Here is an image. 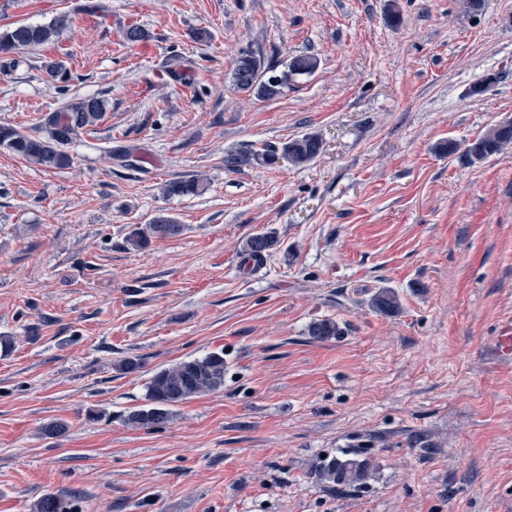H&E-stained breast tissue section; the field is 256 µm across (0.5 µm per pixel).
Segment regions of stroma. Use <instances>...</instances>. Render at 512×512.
Here are the masks:
<instances>
[{"label":"stroma","instance_id":"35a3bbf8","mask_svg":"<svg viewBox=\"0 0 512 512\" xmlns=\"http://www.w3.org/2000/svg\"><path fill=\"white\" fill-rule=\"evenodd\" d=\"M86 2L0 0V28L70 20L0 58V124L106 102L68 168L0 149V512L47 494L70 512H512V364L492 355L512 324V146L473 165L437 150L512 120V0ZM133 23L146 40L125 42ZM248 52L320 64L267 101L233 86ZM307 133L324 148L306 165L224 166ZM130 148L140 167L109 157ZM195 174L202 194L163 197ZM161 213L183 233L131 249ZM267 232L272 252H244ZM383 288L397 313L372 307ZM326 318L340 336H309ZM213 351L223 389L126 424L156 371ZM51 421L66 433L43 437ZM345 451L370 476L331 487L315 468Z\"/></svg>","mask_w":512,"mask_h":512}]
</instances>
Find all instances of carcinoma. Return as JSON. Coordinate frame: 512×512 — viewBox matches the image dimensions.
Masks as SVG:
<instances>
[{
  "label": "carcinoma",
  "mask_w": 512,
  "mask_h": 512,
  "mask_svg": "<svg viewBox=\"0 0 512 512\" xmlns=\"http://www.w3.org/2000/svg\"><path fill=\"white\" fill-rule=\"evenodd\" d=\"M68 25L62 16L47 24L18 23L0 29V55L18 54L30 47L45 45L59 40ZM319 67V59L313 55L293 57L288 72L280 80L263 79V63L254 55L241 54L235 62L233 84L242 93L253 94L264 100H275L284 93L292 75H311ZM106 112L105 100L84 97L67 102L61 109L43 115L39 134L32 135L11 125H0V148L16 154L28 162L46 169H63L72 164L67 146L85 130L102 120ZM512 145V120L503 121L490 128L482 137L474 140L465 150L467 161L474 164L498 154ZM323 141L314 133L292 139L282 149H263L249 153L228 154L224 165L230 170L242 166H272L281 160L293 166L313 161L322 151ZM204 189L198 176L172 179L161 186L162 195L168 198L194 196ZM183 225L168 215L154 217L144 230H134L126 242L135 250H142L150 238H173L181 234ZM277 239L270 233L249 237L244 251L252 257H262L272 251ZM372 305L381 312L395 313L400 308L397 294L390 289L379 291ZM308 334L328 339L341 334L332 319L317 320L308 327ZM224 351L211 352L201 358L178 362L156 372L147 385V408L132 412L127 423L135 428L164 425L172 418V408L191 398L206 395L224 387ZM320 479L334 484H350L367 474V465L355 459L332 457L321 463L317 470ZM34 512H64L62 500L54 495L43 496L34 506Z\"/></svg>",
  "instance_id": "obj_1"
}]
</instances>
